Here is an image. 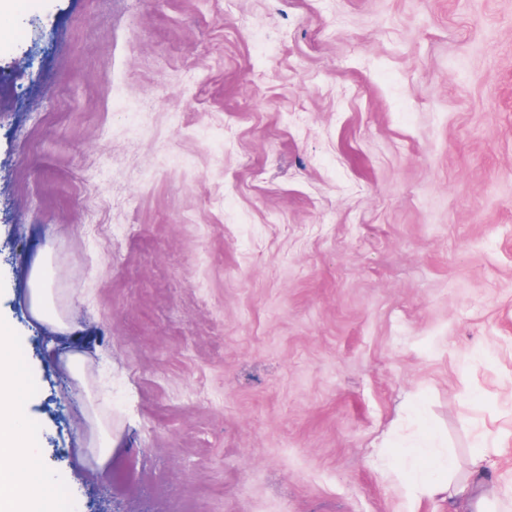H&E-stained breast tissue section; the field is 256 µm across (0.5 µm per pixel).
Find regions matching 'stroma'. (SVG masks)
<instances>
[{
	"label": "stroma",
	"instance_id": "stroma-1",
	"mask_svg": "<svg viewBox=\"0 0 512 512\" xmlns=\"http://www.w3.org/2000/svg\"><path fill=\"white\" fill-rule=\"evenodd\" d=\"M0 319L56 512H450L426 429L511 498L512 0H15ZM52 260L53 249L48 247L42 263L36 264L31 271L29 279L31 310L35 318L49 319L54 327L64 328L66 326L65 319L52 312L53 293L48 282ZM89 447L98 448L96 460L99 465H105L112 458L114 438L112 431L105 429L95 415L90 417ZM410 458L417 461L419 468L413 479L425 496L435 498L448 492V500H455L460 506L456 512H483L480 510L479 501L472 502L470 490L462 488L459 491H450L449 482L444 480V475L454 469L453 460L449 456L435 454L430 448H406L395 460V469L403 468L405 461ZM473 508L475 510L470 511Z\"/></svg>",
	"mask_w": 512,
	"mask_h": 512
}]
</instances>
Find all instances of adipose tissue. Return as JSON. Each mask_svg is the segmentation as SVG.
<instances>
[{
  "mask_svg": "<svg viewBox=\"0 0 512 512\" xmlns=\"http://www.w3.org/2000/svg\"><path fill=\"white\" fill-rule=\"evenodd\" d=\"M53 255L45 253L42 263L33 267L29 279L31 310L35 318L50 320L54 327H65V319L53 311V293L48 277ZM12 333L0 323V512H53L52 496L56 483L48 474L36 473L24 446L29 439L24 374L11 354ZM416 460L414 481L430 498L450 495L459 505L458 512H472L474 504L466 490L454 491L445 481L454 463L450 457L431 449L407 448L394 466Z\"/></svg>",
  "mask_w": 512,
  "mask_h": 512,
  "instance_id": "obj_1",
  "label": "adipose tissue"
}]
</instances>
